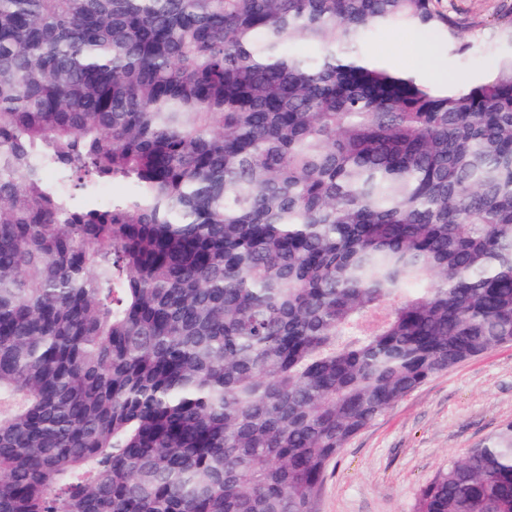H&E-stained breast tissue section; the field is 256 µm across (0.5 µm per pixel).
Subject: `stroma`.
I'll list each match as a JSON object with an SVG mask.
<instances>
[{"label": "stroma", "mask_w": 512, "mask_h": 512, "mask_svg": "<svg viewBox=\"0 0 512 512\" xmlns=\"http://www.w3.org/2000/svg\"><path fill=\"white\" fill-rule=\"evenodd\" d=\"M491 42L468 60L442 53L449 79L466 84L483 70ZM512 422V344L439 374L357 433L328 467L318 512H413L420 490L448 461Z\"/></svg>", "instance_id": "1"}]
</instances>
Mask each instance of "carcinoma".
<instances>
[{"label": "carcinoma", "mask_w": 512, "mask_h": 512, "mask_svg": "<svg viewBox=\"0 0 512 512\" xmlns=\"http://www.w3.org/2000/svg\"><path fill=\"white\" fill-rule=\"evenodd\" d=\"M392 28L482 30L0 0V512H316L355 434L512 343V8L443 91L373 62ZM414 512H512V422Z\"/></svg>", "instance_id": "carcinoma-1"}]
</instances>
